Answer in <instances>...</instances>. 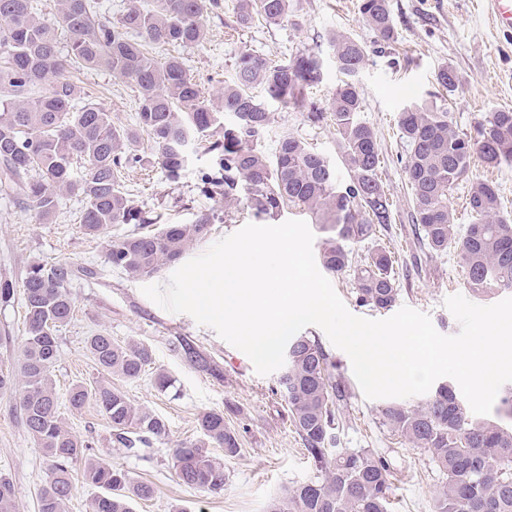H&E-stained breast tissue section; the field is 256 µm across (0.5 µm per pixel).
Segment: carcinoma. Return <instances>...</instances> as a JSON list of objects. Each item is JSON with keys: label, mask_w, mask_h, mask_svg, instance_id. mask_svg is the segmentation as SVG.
I'll use <instances>...</instances> for the list:
<instances>
[{"label": "carcinoma", "mask_w": 512, "mask_h": 512, "mask_svg": "<svg viewBox=\"0 0 512 512\" xmlns=\"http://www.w3.org/2000/svg\"><path fill=\"white\" fill-rule=\"evenodd\" d=\"M219 8V0H152L149 8L132 6L112 17L100 11L98 0H59L57 15L48 19L32 0H0V191L31 201L42 221L55 213L62 193L80 195L82 232L107 240L112 266L132 279L157 273L208 238L214 220L208 213L191 224L110 235L118 224H156L158 217L134 207L123 185L122 171L137 161L128 153L133 134L113 128L105 108L77 105L79 90L63 76L69 66L104 68L133 86L138 126L152 139L169 182L181 179L193 141L209 142L217 168L203 179L205 195L220 196L228 204L243 198L257 217H274L290 206L310 213L321 232L318 258L325 271L349 274L361 305L390 309L399 288L391 252L376 237L379 228L391 223L392 202L379 177L377 135L359 117L357 76L367 58L365 44L341 32L330 37L344 79L319 111L312 110L307 90L319 82L322 60L311 53L282 63L241 54L216 107L180 55L159 57L155 49L202 45L208 15ZM290 8L291 0H236L233 16L239 27L256 20L278 24ZM358 10L378 40H394L388 0H359ZM435 82L451 96L459 76L446 64L438 68ZM257 85L267 100L305 110L313 121L330 120L347 178L340 177L335 162L295 136H283L274 154L265 152L261 138L270 112L266 100L252 93ZM398 126L412 221L423 248L432 256L456 249L466 288L478 299L511 291L512 218L501 214L497 189L484 180L471 182L472 221L462 231L455 224L451 191L477 162L512 166V108L481 113L474 137L457 131L443 99L404 107ZM75 159L86 164L80 180L74 176ZM365 242L370 249L361 262H353L350 247ZM72 275L66 263L29 266L22 289L25 339L19 372L1 364L0 391L18 399L25 430L53 462L39 512H67L77 469L84 483L100 490L92 512H134L135 503L153 498V485L85 455L86 445L64 428L59 411L52 372L59 356L57 332L72 314L67 291ZM88 348L102 369L131 381L153 358L149 346L121 345L102 332L90 337ZM288 350L285 398L317 474L273 499L266 512H388L391 474L385 459L370 449L338 447L336 420L351 392L336 374V363L314 336L292 337ZM171 351L204 372H217L211 358L186 336L176 337ZM91 401L110 422L113 443L128 452L167 436L163 418L135 406L115 387L75 384L68 392L74 410ZM381 419L442 474L436 512H512V391L500 398L493 419L471 416L450 383L415 405L386 406ZM198 426L203 438L183 441L175 449L176 474L187 486L219 493L226 482L224 463L209 449L222 448L225 456L234 457L240 453L239 435L220 411L200 415ZM0 512H18L11 482L2 475Z\"/></svg>", "instance_id": "carcinoma-1"}]
</instances>
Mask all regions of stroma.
Wrapping results in <instances>:
<instances>
[{"instance_id":"35a3bbf8","label":"stroma","mask_w":512,"mask_h":512,"mask_svg":"<svg viewBox=\"0 0 512 512\" xmlns=\"http://www.w3.org/2000/svg\"><path fill=\"white\" fill-rule=\"evenodd\" d=\"M235 0H221L222 11L208 21L209 38L200 47L180 49L189 74L208 98L217 100L223 82L234 77V60L244 52L280 63L308 53L323 61L319 83L310 101L323 105L341 80L329 37L342 32L367 45L368 57L357 76L363 99L360 117L378 136L380 176L393 203L394 219L379 234L380 242L395 257L394 271L400 288L398 306L427 313L438 332L454 335L460 325L445 308L444 299L465 293V271L456 251L443 256L421 253L412 232L411 196L406 186L404 153L397 117L406 104L436 92L434 73L443 64L456 68L460 84L448 98L456 128L472 133L480 113L512 108V34L502 32L483 0H389L397 39L375 42L358 12V0H293L288 20L269 25L253 23L228 29ZM64 76L91 94L112 112L115 127L134 129L136 112L129 85L114 81L105 70L69 69ZM271 123L262 140L273 152L280 137L300 138L330 158L338 156L336 130L329 120L310 121L303 112L270 104ZM140 165L126 174V188L134 207L160 213L163 223L189 224L198 214L214 217L209 241L191 246L188 255L204 253L210 242L254 222L245 204L225 206L222 199L201 192L202 180L216 168V159L204 144L194 143L179 183H170L155 162V148L146 133L133 145ZM492 182L498 189L504 215L512 216V167L500 169L474 165L466 180L452 191L457 224L470 223L466 207L470 180ZM83 203L73 193L62 195L49 223H42L32 203H19L0 194V280L21 287L30 265L66 263L88 268L89 276L71 280L74 301L71 320L59 332V358L53 380L59 398L70 387L109 384L122 390L137 406L161 416L168 435L152 447L130 453L114 446L111 426L96 406L78 411L61 406L63 423L88 445L89 455L106 456L134 478L153 484L155 495L139 502L136 512H264L270 499L308 480L315 466L297 436L277 374H256L250 359L222 340L210 327L185 313H171L148 299L142 280L130 279L112 267L104 241L85 236L80 227ZM105 332L120 343L149 344L153 364L136 381H127L100 368L86 349V340ZM191 337L223 371V378L201 372L177 358L170 343ZM24 341L21 301L0 306V363H17ZM328 353L348 383L352 398L336 430L341 447L370 449L386 457L392 471L390 512H435L441 478L419 450L394 436L381 423L386 402L367 399L352 370L349 357L335 346ZM169 372L177 394L160 393L153 384L155 370ZM223 412L241 443L240 453L226 457L223 449L212 454L224 462L227 476L221 493L213 494L182 484L174 467V451L185 440L197 438V420L206 411ZM51 461L27 435L13 395L0 393V475L13 484L19 512H38V496L49 479Z\"/></svg>"}]
</instances>
